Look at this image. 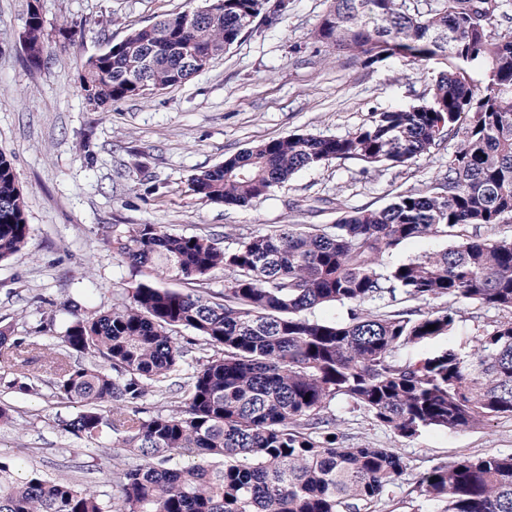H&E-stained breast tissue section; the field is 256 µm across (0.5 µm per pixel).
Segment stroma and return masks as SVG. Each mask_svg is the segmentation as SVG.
<instances>
[{
    "label": "stroma",
    "mask_w": 512,
    "mask_h": 512,
    "mask_svg": "<svg viewBox=\"0 0 512 512\" xmlns=\"http://www.w3.org/2000/svg\"><path fill=\"white\" fill-rule=\"evenodd\" d=\"M44 22L45 61L30 67L20 40L29 0H0V151L11 157L26 202L28 248L0 262V327L53 345L70 318L106 311L126 299L139 280L108 243L113 225L160 224L175 233L214 235L221 245L284 224H330L314 212L318 200L337 198L346 208H381L398 193L433 185L455 141L397 167L364 169L334 161L292 176L270 196L244 208L206 203L188 189L189 178L225 156L292 133L342 136L367 124L391 104L429 96L432 66L392 63L367 69L335 51L317 52L313 32L329 0H290L276 26L256 19L211 67L188 82L142 98L92 110L77 90L85 60L135 28L200 8L204 0H38ZM458 309L451 336L437 348L466 353L477 327L503 320L495 309L436 300ZM50 330H40L42 318ZM41 387L32 395L13 386L15 369L0 360V404L17 419L0 429V455L22 469L115 493L125 465L115 448L65 434L60 421L79 407L53 399L55 375L43 361L30 367ZM351 442L391 448L406 469L376 512H440L420 496L419 478L457 456L512 453V418L486 426L428 429L397 439L361 410L332 402Z\"/></svg>",
    "instance_id": "35a3bbf8"
}]
</instances>
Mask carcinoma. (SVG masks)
<instances>
[{
  "instance_id": "cac0c4a2",
  "label": "carcinoma",
  "mask_w": 512,
  "mask_h": 512,
  "mask_svg": "<svg viewBox=\"0 0 512 512\" xmlns=\"http://www.w3.org/2000/svg\"><path fill=\"white\" fill-rule=\"evenodd\" d=\"M217 15L176 13L131 30L89 57L81 97L104 109L178 86L199 73L191 56L216 60L251 28L288 12V0H208ZM507 0H442L410 11L406 0H331L313 32L320 47L362 66L389 60L434 66L430 96L373 113L343 136L290 134L260 143L191 176L204 202L246 206L302 169L334 160L364 168L399 166L457 140L434 186L407 190L382 208L344 210L333 224H289L221 247L213 235L169 232L159 224L112 230V249L142 279L128 300L102 313L74 309L46 357L56 364L54 396L79 412L60 423L144 463L116 476L118 496L31 469L18 476L0 456V512H369L403 474L389 448L354 445L324 411L336 399L363 410L402 439L426 428L471 430L512 416V238L481 228L512 221V29L494 30ZM22 38L33 67L44 59L43 18L27 11ZM23 190L0 152V262L29 243ZM427 236L443 250L383 267L401 243ZM224 272L220 292L161 288ZM506 311L511 318L473 337L472 353L433 350L400 360L397 351L451 334L457 311L370 305L397 297ZM348 306L347 318L314 309ZM436 325L433 330L430 325ZM191 333L189 356L179 333ZM40 344L0 330V359L22 377ZM102 363L73 365L72 354ZM191 368L186 396L167 413L144 416L150 389ZM112 404V417L102 413ZM188 459L170 465L172 456ZM421 495L442 512H512V454L486 452L433 466Z\"/></svg>"
}]
</instances>
